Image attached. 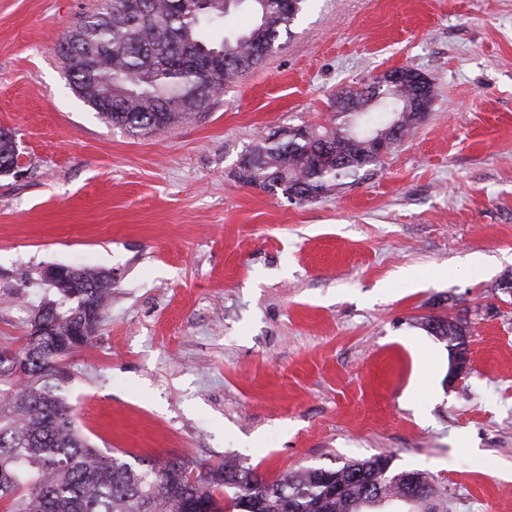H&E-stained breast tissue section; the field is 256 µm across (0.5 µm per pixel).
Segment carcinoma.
I'll return each mask as SVG.
<instances>
[{"label":"carcinoma","mask_w":512,"mask_h":512,"mask_svg":"<svg viewBox=\"0 0 512 512\" xmlns=\"http://www.w3.org/2000/svg\"><path fill=\"white\" fill-rule=\"evenodd\" d=\"M305 0H99L60 44L69 86L112 126L133 136L184 123L228 83L263 62L290 36ZM243 19L231 36L209 30ZM415 70L398 89L365 84L336 92L331 126H280L240 156L243 184L316 201L380 163L365 130L394 145L424 117L407 109ZM12 134L0 130V173L17 165ZM60 300L37 314L56 334H26L0 348V504L5 512H384L395 503L427 506L441 494L429 476L397 470L384 453L336 468L306 467L269 480L236 463L197 469L186 460L139 466L93 447L77 430L60 391L65 361L93 337L75 329L85 308L104 315L112 272L74 268L53 286ZM428 333L466 358L460 318L428 316Z\"/></svg>","instance_id":"cac0c4a2"}]
</instances>
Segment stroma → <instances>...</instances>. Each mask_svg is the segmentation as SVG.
<instances>
[{
    "label": "stroma",
    "instance_id": "1",
    "mask_svg": "<svg viewBox=\"0 0 512 512\" xmlns=\"http://www.w3.org/2000/svg\"><path fill=\"white\" fill-rule=\"evenodd\" d=\"M98 0H0V346L53 264L112 273L64 396L102 451L273 479L378 453L512 512V0H308L290 37L190 122L145 137L72 93L57 47ZM410 67L425 121L381 165L298 202L234 177L336 91ZM469 322L467 368L445 341ZM12 135L0 130V173H8L6 170L18 163V148ZM424 327L432 336H437L447 341L448 350L451 354V348H457L460 343L457 342L458 336H464L465 343H468L469 326L461 318H449L448 316H428L424 318ZM432 322L436 325L433 326ZM465 334L467 336H465Z\"/></svg>",
    "mask_w": 512,
    "mask_h": 512
}]
</instances>
